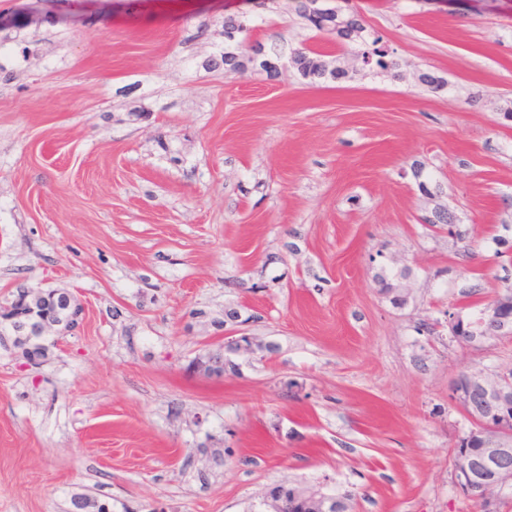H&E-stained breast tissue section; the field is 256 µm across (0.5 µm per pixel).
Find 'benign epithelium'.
I'll use <instances>...</instances> for the list:
<instances>
[{
    "label": "benign epithelium",
    "mask_w": 512,
    "mask_h": 512,
    "mask_svg": "<svg viewBox=\"0 0 512 512\" xmlns=\"http://www.w3.org/2000/svg\"><path fill=\"white\" fill-rule=\"evenodd\" d=\"M23 307L15 312L9 304L0 307V326H8L0 344L9 345V337L33 339L40 336L44 345L49 347V333L56 335L73 330L79 323L82 312L80 305L74 302V296L59 290H46L40 286H23ZM501 303L492 305L490 315L492 323L488 329L491 338L509 336L512 332V313L505 314ZM250 342L246 333L237 330L235 334L224 337V353L236 354ZM454 402L474 422L473 434L490 435L496 441L492 448L486 449L497 465L491 479L478 485L471 483V470L475 459L461 448L464 440L455 444L453 459L456 482L460 490L479 504L485 512H495L501 493L512 485V465L503 458L512 454V449L504 445L512 441V366L486 372L477 371L469 376V386L452 390ZM269 512H338L340 506L336 497L272 488L267 497Z\"/></svg>",
    "instance_id": "7a95c632"
}]
</instances>
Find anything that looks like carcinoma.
<instances>
[{
	"instance_id": "1",
	"label": "carcinoma",
	"mask_w": 512,
	"mask_h": 512,
	"mask_svg": "<svg viewBox=\"0 0 512 512\" xmlns=\"http://www.w3.org/2000/svg\"><path fill=\"white\" fill-rule=\"evenodd\" d=\"M295 11L311 30L330 36L333 47L342 51L344 57L336 59L332 65L325 60L329 56L327 49L304 47L291 51V63L298 76L308 84L325 81L338 82L350 77L353 72L368 69L372 72H391L398 69V62L392 58L391 51L381 36L367 29L362 19L355 12L339 13L338 21L344 27L333 29L326 22V17L310 11L304 0H294ZM246 29L252 32L258 26L245 25V20L235 14L224 15V76L243 75L255 67L264 71L267 76H273L269 61L285 56L287 44L282 40H274L270 45L259 44L256 55H245L234 48L236 34ZM73 501L81 503L80 512H110L107 503L87 495H76Z\"/></svg>"
}]
</instances>
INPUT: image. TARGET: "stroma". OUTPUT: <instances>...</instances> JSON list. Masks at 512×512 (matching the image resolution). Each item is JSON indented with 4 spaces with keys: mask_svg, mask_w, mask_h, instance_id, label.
I'll return each instance as SVG.
<instances>
[{
    "mask_svg": "<svg viewBox=\"0 0 512 512\" xmlns=\"http://www.w3.org/2000/svg\"><path fill=\"white\" fill-rule=\"evenodd\" d=\"M330 3L400 78L225 76V12L315 43L293 0H0V304L83 310L39 367L0 348V512H265L279 485L477 512L448 389L512 336L419 325L505 287L512 0ZM236 330L223 374L192 371Z\"/></svg>",
    "mask_w": 512,
    "mask_h": 512,
    "instance_id": "stroma-1",
    "label": "stroma"
}]
</instances>
